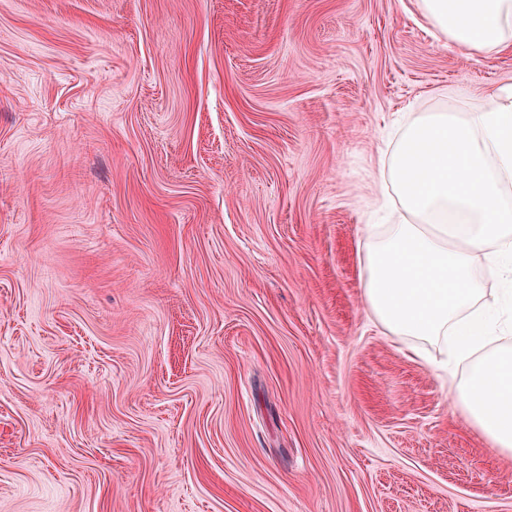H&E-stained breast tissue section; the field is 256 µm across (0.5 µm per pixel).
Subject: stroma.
Here are the masks:
<instances>
[{
  "mask_svg": "<svg viewBox=\"0 0 512 512\" xmlns=\"http://www.w3.org/2000/svg\"><path fill=\"white\" fill-rule=\"evenodd\" d=\"M507 83L418 0H0V512H512L358 250Z\"/></svg>",
  "mask_w": 512,
  "mask_h": 512,
  "instance_id": "obj_1",
  "label": "stroma"
}]
</instances>
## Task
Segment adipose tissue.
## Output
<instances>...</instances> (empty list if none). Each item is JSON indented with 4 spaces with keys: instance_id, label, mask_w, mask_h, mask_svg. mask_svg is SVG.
I'll use <instances>...</instances> for the list:
<instances>
[{
    "instance_id": "adipose-tissue-1",
    "label": "adipose tissue",
    "mask_w": 512,
    "mask_h": 512,
    "mask_svg": "<svg viewBox=\"0 0 512 512\" xmlns=\"http://www.w3.org/2000/svg\"><path fill=\"white\" fill-rule=\"evenodd\" d=\"M463 48L512 39V0H419ZM383 178L404 213L361 244L363 300L391 335L436 341L464 377L451 402L490 448L512 453V321L481 306L484 275L512 282V84L460 115L407 121Z\"/></svg>"
}]
</instances>
